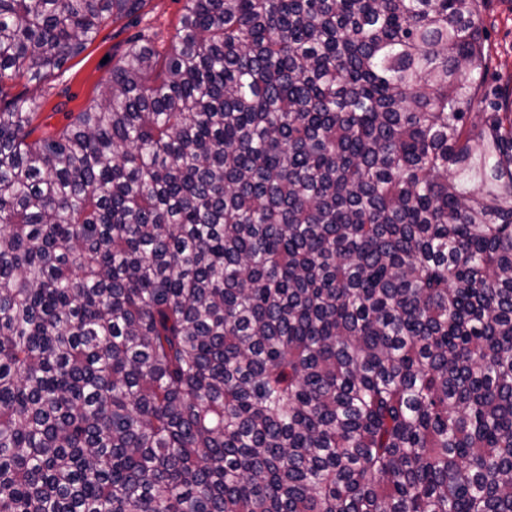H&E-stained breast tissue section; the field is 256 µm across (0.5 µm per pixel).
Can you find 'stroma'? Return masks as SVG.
Returning <instances> with one entry per match:
<instances>
[{
	"mask_svg": "<svg viewBox=\"0 0 512 512\" xmlns=\"http://www.w3.org/2000/svg\"><path fill=\"white\" fill-rule=\"evenodd\" d=\"M184 5L185 0H147L142 25L125 19L114 21L102 28L80 55L67 61L61 75L28 90L7 81L0 85V93L8 99L26 94L35 101L36 122L41 129H61L68 123L70 113L83 111L99 98L113 65L141 26H149L159 37L170 39L180 25ZM483 20L490 55L489 75L512 96V0H487Z\"/></svg>",
	"mask_w": 512,
	"mask_h": 512,
	"instance_id": "1",
	"label": "stroma"
}]
</instances>
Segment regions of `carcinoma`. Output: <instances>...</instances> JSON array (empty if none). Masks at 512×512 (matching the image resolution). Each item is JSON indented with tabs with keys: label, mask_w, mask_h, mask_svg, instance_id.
<instances>
[{
	"label": "carcinoma",
	"mask_w": 512,
	"mask_h": 512,
	"mask_svg": "<svg viewBox=\"0 0 512 512\" xmlns=\"http://www.w3.org/2000/svg\"><path fill=\"white\" fill-rule=\"evenodd\" d=\"M485 0H185L0 107V512H512V107ZM145 0H0L38 86ZM184 5V0H148L141 24L133 25L126 19L109 23L80 55L67 61L61 75L50 78L38 89L25 90L11 81L3 82V102L19 94L35 100V124H39L41 130L34 136L41 131L61 129L69 122L70 112H81L100 97L127 41L144 27L149 26L152 33H158L168 44L180 26ZM105 56H108L107 62L101 63Z\"/></svg>",
	"instance_id": "obj_1"
}]
</instances>
